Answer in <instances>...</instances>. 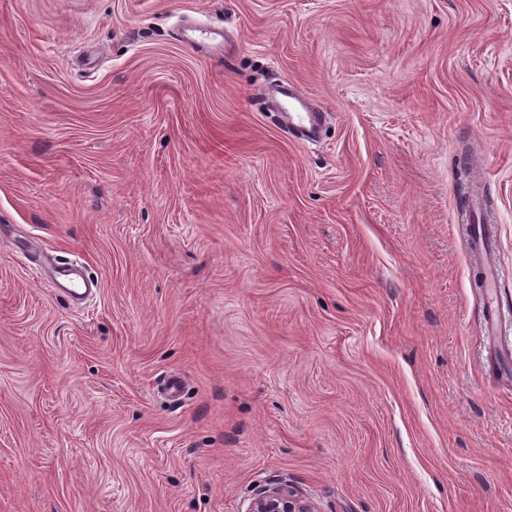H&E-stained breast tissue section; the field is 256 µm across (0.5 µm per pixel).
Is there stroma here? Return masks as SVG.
<instances>
[{"mask_svg":"<svg viewBox=\"0 0 512 512\" xmlns=\"http://www.w3.org/2000/svg\"><path fill=\"white\" fill-rule=\"evenodd\" d=\"M510 355L512 0H0V512H512ZM274 93L281 124L288 134L302 142L315 140L320 131L321 112H311L298 85L291 80L283 81L276 85ZM477 236L474 240L473 254L479 258L480 272L479 288H482L488 298H492L495 288H498L499 273L493 258L494 235L490 229L481 224L476 228ZM247 512H315L288 485H273L261 491Z\"/></svg>","mask_w":512,"mask_h":512,"instance_id":"stroma-1","label":"stroma"}]
</instances>
